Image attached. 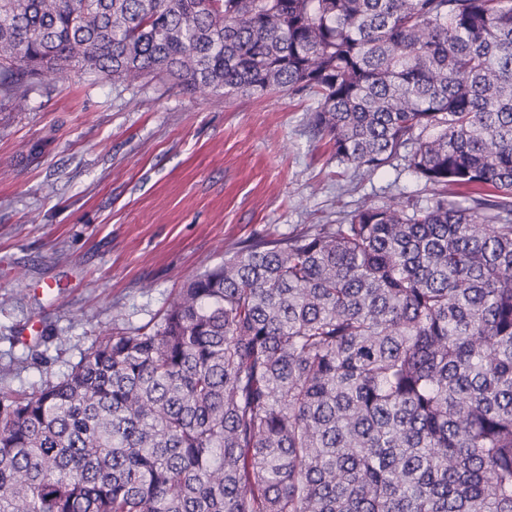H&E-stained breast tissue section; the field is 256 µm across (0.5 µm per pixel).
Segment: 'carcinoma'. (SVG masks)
<instances>
[{
	"label": "carcinoma",
	"mask_w": 512,
	"mask_h": 512,
	"mask_svg": "<svg viewBox=\"0 0 512 512\" xmlns=\"http://www.w3.org/2000/svg\"><path fill=\"white\" fill-rule=\"evenodd\" d=\"M72 64L309 96L330 159L429 197L256 241L1 392L0 512H512V0H0L1 96Z\"/></svg>",
	"instance_id": "obj_1"
}]
</instances>
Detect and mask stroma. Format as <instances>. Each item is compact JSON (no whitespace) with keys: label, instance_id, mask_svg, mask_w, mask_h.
Instances as JSON below:
<instances>
[{"label":"stroma","instance_id":"obj_1","mask_svg":"<svg viewBox=\"0 0 512 512\" xmlns=\"http://www.w3.org/2000/svg\"><path fill=\"white\" fill-rule=\"evenodd\" d=\"M315 105L79 67L0 97V390L32 392L95 337L154 325L252 239L425 198L410 171L336 166L307 122Z\"/></svg>","mask_w":512,"mask_h":512}]
</instances>
